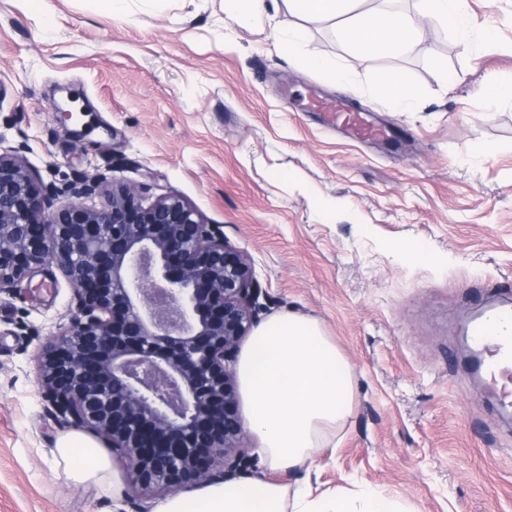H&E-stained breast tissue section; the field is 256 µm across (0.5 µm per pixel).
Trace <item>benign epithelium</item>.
Wrapping results in <instances>:
<instances>
[{
	"mask_svg": "<svg viewBox=\"0 0 512 512\" xmlns=\"http://www.w3.org/2000/svg\"><path fill=\"white\" fill-rule=\"evenodd\" d=\"M52 265L76 316L36 356L46 411L142 491L224 481L248 456L234 364L263 307L250 257L179 195L145 205L98 174L50 190L0 149V295Z\"/></svg>",
	"mask_w": 512,
	"mask_h": 512,
	"instance_id": "obj_1",
	"label": "benign epithelium"
}]
</instances>
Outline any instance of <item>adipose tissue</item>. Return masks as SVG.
Here are the masks:
<instances>
[{
  "instance_id": "1",
  "label": "adipose tissue",
  "mask_w": 512,
  "mask_h": 512,
  "mask_svg": "<svg viewBox=\"0 0 512 512\" xmlns=\"http://www.w3.org/2000/svg\"><path fill=\"white\" fill-rule=\"evenodd\" d=\"M361 0H224L226 20L252 25L269 11L294 22L277 41L278 51L306 71L348 79L340 67L307 46L306 20L341 18V41L374 56L405 54L423 38L422 20L432 19L470 39L465 0H416L415 14L360 9ZM237 377L246 415L258 436V452L275 469H290L325 447L352 404V367L324 336L320 325L298 316H277L259 325L244 347ZM52 459L77 483L108 484L113 463L88 437L61 438ZM157 512H401L395 501L372 488L336 493L322 501L304 490L288 493L276 483L245 480L201 485L163 501Z\"/></svg>"
}]
</instances>
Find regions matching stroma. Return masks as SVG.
Wrapping results in <instances>:
<instances>
[{"label": "stroma", "instance_id": "stroma-1", "mask_svg": "<svg viewBox=\"0 0 512 512\" xmlns=\"http://www.w3.org/2000/svg\"><path fill=\"white\" fill-rule=\"evenodd\" d=\"M0 0V145L18 147L48 186L76 174L176 193L253 261L267 315L315 320L349 360L353 404L333 444L301 466L247 474L313 497L370 485L403 512H512V411L472 370L460 327L512 279V0H468L494 34L424 22L400 57L350 50L336 21H307L310 48L347 85L297 69L275 47L278 15L243 28L222 0ZM403 72L409 110L373 79ZM76 107L64 121L54 102ZM360 107L382 137L346 126ZM407 244L444 257L404 264ZM49 268L0 295V512H133L123 471L112 498L71 482L51 451L66 427L44 409L36 355L75 315Z\"/></svg>", "mask_w": 512, "mask_h": 512}]
</instances>
